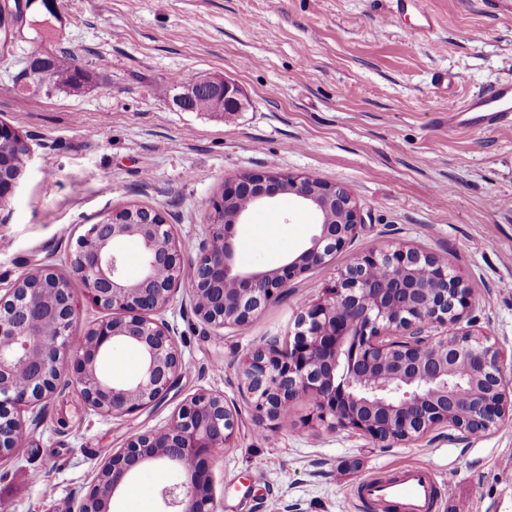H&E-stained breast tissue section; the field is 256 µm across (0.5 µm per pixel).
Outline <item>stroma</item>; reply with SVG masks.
<instances>
[{"mask_svg": "<svg viewBox=\"0 0 512 512\" xmlns=\"http://www.w3.org/2000/svg\"><path fill=\"white\" fill-rule=\"evenodd\" d=\"M50 32L24 31L0 58V121L30 149L0 211V286L43 266L69 274L90 225L135 205L162 211L192 265L225 180L273 167L346 184L361 209L356 236L242 330L213 331L190 303L164 317L185 367L158 404L121 419L89 410L72 370L24 412L29 437L0 461V512H76L102 451L163 427L190 395L240 398L237 371L267 337L292 339L304 304L324 297L355 259L407 245L436 257L470 290L465 318L512 349V125L448 127V112L512 79L506 0H422L401 16L392 0H59ZM434 29L421 36L422 15ZM71 52L82 94L20 90L34 52ZM458 75L447 83V75ZM221 76L244 107L216 115L172 102L175 82ZM288 197L252 211L237 235L245 268L280 265L314 230ZM296 401L286 430L260 431L242 410L212 477L218 512H370L365 479L427 467L438 512H512V421L479 435L441 426L383 446L313 422ZM161 466L119 492L118 512H159Z\"/></svg>", "mask_w": 512, "mask_h": 512, "instance_id": "1", "label": "stroma"}]
</instances>
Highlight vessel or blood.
Masks as SVG:
<instances>
[{
	"mask_svg": "<svg viewBox=\"0 0 512 512\" xmlns=\"http://www.w3.org/2000/svg\"><path fill=\"white\" fill-rule=\"evenodd\" d=\"M466 124L496 128L512 123V81L498 83L486 94L473 97L456 110ZM359 497L377 512H434L438 487L429 469L400 468L387 480H367L358 488Z\"/></svg>",
	"mask_w": 512,
	"mask_h": 512,
	"instance_id": "vessel-or-blood-1",
	"label": "vessel or blood"
}]
</instances>
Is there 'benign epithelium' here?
Masks as SVG:
<instances>
[{"mask_svg":"<svg viewBox=\"0 0 512 512\" xmlns=\"http://www.w3.org/2000/svg\"><path fill=\"white\" fill-rule=\"evenodd\" d=\"M34 3L0 0L1 55L18 37L11 16L18 9L28 15ZM204 88L213 94L216 113L243 106L238 85L222 77L178 86L173 103ZM28 154L20 132L0 121L1 210L20 180L16 159ZM284 195L317 212L314 233L276 268L240 267L238 226L250 208ZM212 209V224L188 271L156 209L124 207L82 236L70 261L72 276L96 306L112 312L72 351L75 382L94 413L112 419L134 414L180 378L182 355L163 318L179 293L213 329L247 327L292 280L350 244L362 221L349 187L273 168L224 182ZM128 238L141 246L142 273L135 281L123 272L121 244ZM70 277L43 267L0 294V458L20 445L22 412L56 389L76 316ZM468 303L461 277L435 257L407 246L372 252L347 266L324 298L303 307L293 341L281 346L273 337L249 352L237 373L240 392L255 421L271 432L285 428L297 399L312 395L317 420L383 445L416 442L439 426L484 433L512 414V389L503 352L489 336L462 325ZM448 323L453 331L431 335ZM117 344L139 352L140 368L130 379L110 381L97 363ZM238 426L239 409L224 395L193 394L166 426L109 452L78 512H114L117 492L142 467L158 463L181 475L160 490L165 512H217L211 460L231 447Z\"/></svg>","mask_w":512,"mask_h":512,"instance_id":"1","label":"benign epithelium"}]
</instances>
